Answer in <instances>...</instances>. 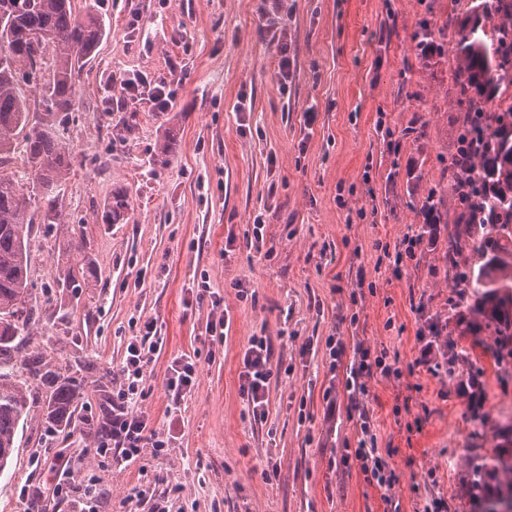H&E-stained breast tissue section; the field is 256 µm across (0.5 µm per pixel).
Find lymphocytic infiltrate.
Instances as JSON below:
<instances>
[{
	"instance_id": "lymphocytic-infiltrate-1",
	"label": "lymphocytic infiltrate",
	"mask_w": 512,
	"mask_h": 512,
	"mask_svg": "<svg viewBox=\"0 0 512 512\" xmlns=\"http://www.w3.org/2000/svg\"><path fill=\"white\" fill-rule=\"evenodd\" d=\"M129 326L133 334L126 346L125 357L112 377V415L96 446L97 453L109 457L116 467L127 466L147 455L155 458L170 455L174 441L171 432L149 428L138 411V401L145 394V369L161 353L164 338L154 320L134 317L130 319ZM435 326L434 318L425 319L416 336L419 353L404 369L397 361L389 359L387 351L372 349L365 342L359 341L350 347L339 336L332 335L325 340L330 370H337L345 354L353 356L345 390L348 413L356 421L359 439L356 448L341 454L338 464L346 469L359 466L368 483L380 492L384 512H400L398 502L391 495L397 481L392 463L395 451L378 446L376 423L363 405L368 393L366 382L378 376L398 379L403 373L412 374L419 370L439 379L446 377L448 348L436 336ZM198 360V355L186 353L172 358L166 377L169 417L181 414L182 403L196 384ZM280 373V365L274 362L271 339L251 337L242 357L239 391L246 406V415L253 423L260 425L266 422L270 385Z\"/></svg>"
}]
</instances>
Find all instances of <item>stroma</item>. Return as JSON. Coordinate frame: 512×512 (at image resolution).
<instances>
[{
  "mask_svg": "<svg viewBox=\"0 0 512 512\" xmlns=\"http://www.w3.org/2000/svg\"><path fill=\"white\" fill-rule=\"evenodd\" d=\"M78 0L104 23L95 58L77 76L71 111L56 116L72 165L55 224H38L28 242V300L42 318L24 338L80 400L69 425L47 416L49 394L28 380L31 412L0 471V512H27L25 487L42 491L43 512H72L55 493V474L35 457L67 461L74 483L92 478L104 495L97 512H124L122 501L143 480L171 487L172 512H383L378 490L359 467L339 469L357 429L345 409L324 420L323 393L342 386L328 371L325 347L305 356L308 338L336 334L417 355L414 311H448L452 294L439 272L445 237L424 240L418 262L394 277L383 244L417 224L414 178L437 179L448 162L456 93L444 59L424 60L417 20L465 7L464 0ZM136 28H128L130 17ZM287 33L295 59L287 90L277 78L279 47L269 23ZM144 75L175 91L156 111L148 95L130 97L121 79ZM251 109L238 111L239 100ZM385 129H378V119ZM133 130H126L127 120ZM391 130L398 143L389 150ZM175 137L178 150L160 156ZM129 193L123 223L96 214L112 190ZM262 217L261 251L247 248ZM90 272L82 288L57 287L70 266ZM208 272L230 316L223 339L206 336L210 302L185 307V290ZM250 299L240 298V291ZM155 319L165 338L147 370L140 408L149 427L166 429L165 378L175 355L200 352L198 378L184 400L170 456L116 468L94 456L111 384L99 378L120 364L132 335L130 317ZM288 342L278 343L279 334ZM275 339L289 366L270 386L266 424H251L239 394L250 337ZM483 389L478 411L512 410L483 341L460 336ZM367 404L380 446L396 448L393 495L401 512H419L425 496L448 498L457 512L465 452L475 421L471 389L459 378L426 372L368 381ZM409 412H397L404 396ZM432 414L411 432L422 407ZM277 471L263 477L268 462Z\"/></svg>",
  "mask_w": 512,
  "mask_h": 512,
  "instance_id": "35a3bbf8",
  "label": "stroma"
}]
</instances>
